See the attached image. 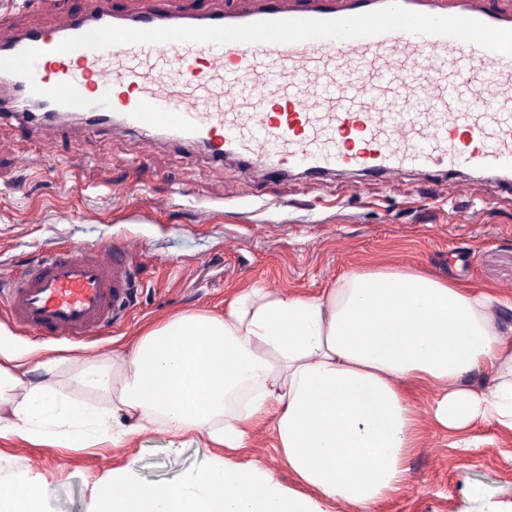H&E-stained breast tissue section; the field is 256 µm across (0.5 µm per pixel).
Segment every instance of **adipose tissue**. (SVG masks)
<instances>
[{
  "instance_id": "adipose-tissue-1",
  "label": "adipose tissue",
  "mask_w": 512,
  "mask_h": 512,
  "mask_svg": "<svg viewBox=\"0 0 512 512\" xmlns=\"http://www.w3.org/2000/svg\"><path fill=\"white\" fill-rule=\"evenodd\" d=\"M496 301L393 267L353 272L312 297L251 288L223 316L185 312L149 329L122 362L82 363L72 382L106 408L69 400L49 363L0 339V438L92 448L158 424L237 449L269 417L297 487L219 458L159 484L105 476L97 512H326L331 502L374 512L401 489L419 446L403 381L435 388L429 416L442 431L487 422L512 432V336L490 313ZM479 374L486 389L473 385ZM47 494L13 477L0 485V512H41Z\"/></svg>"
}]
</instances>
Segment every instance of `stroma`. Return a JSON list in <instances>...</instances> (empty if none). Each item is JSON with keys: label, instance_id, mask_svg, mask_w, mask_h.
Instances as JSON below:
<instances>
[{"label": "stroma", "instance_id": "obj_1", "mask_svg": "<svg viewBox=\"0 0 512 512\" xmlns=\"http://www.w3.org/2000/svg\"><path fill=\"white\" fill-rule=\"evenodd\" d=\"M63 128L47 144L16 120L0 119V267L121 236L136 237L153 257L137 273L132 313L98 338L33 336L0 307V331L54 361L71 399H96L70 383L77 363L111 361L175 314H223L243 288L310 297L350 272L393 266L479 284L512 301L504 290L512 285V193L490 178L464 169L270 181L258 170L242 175L236 160L216 163L207 151L153 134ZM163 198L170 208L158 209ZM273 443L271 423H259L251 447L233 459L261 463L291 485ZM223 455L205 435L175 440L154 426L95 448L9 437L0 438V479L20 474L46 483L44 512H93L101 476L128 470L136 482L163 483ZM408 467L402 490L375 512H498L512 502V434L495 424L475 426L462 442L425 431Z\"/></svg>", "mask_w": 512, "mask_h": 512}]
</instances>
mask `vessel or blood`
Listing matches in <instances>:
<instances>
[{"mask_svg":"<svg viewBox=\"0 0 512 512\" xmlns=\"http://www.w3.org/2000/svg\"><path fill=\"white\" fill-rule=\"evenodd\" d=\"M488 0H261L255 10L84 14L35 0L51 22L0 48V99L51 142L57 118L112 120L280 177L387 176L468 167L512 186V10ZM145 253L121 237L0 268L19 328L82 341L125 319Z\"/></svg>","mask_w":512,"mask_h":512,"instance_id":"vessel-or-blood-1","label":"vessel or blood"}]
</instances>
